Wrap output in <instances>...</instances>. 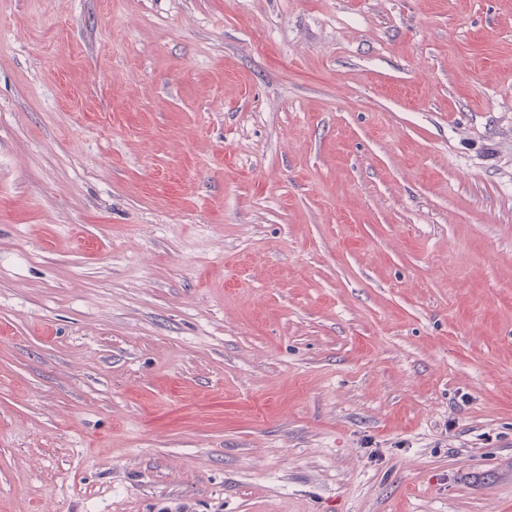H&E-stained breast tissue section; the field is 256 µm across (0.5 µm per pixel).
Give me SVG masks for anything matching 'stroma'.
I'll return each mask as SVG.
<instances>
[{"instance_id": "35a3bbf8", "label": "stroma", "mask_w": 512, "mask_h": 512, "mask_svg": "<svg viewBox=\"0 0 512 512\" xmlns=\"http://www.w3.org/2000/svg\"><path fill=\"white\" fill-rule=\"evenodd\" d=\"M0 512H512V0H0Z\"/></svg>"}]
</instances>
